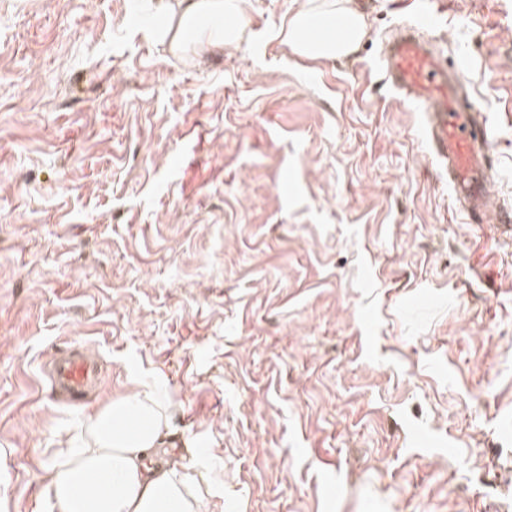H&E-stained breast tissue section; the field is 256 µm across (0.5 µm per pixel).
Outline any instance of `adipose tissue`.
<instances>
[{
  "mask_svg": "<svg viewBox=\"0 0 512 512\" xmlns=\"http://www.w3.org/2000/svg\"><path fill=\"white\" fill-rule=\"evenodd\" d=\"M178 26L199 53L240 44L246 33L224 17L237 0H177ZM351 0H309L277 36L312 60L354 55L367 35ZM173 394L166 382L143 380L82 422L59 450L46 489L55 512H203L197 493L207 483L195 459L171 465L163 455L175 430Z\"/></svg>",
  "mask_w": 512,
  "mask_h": 512,
  "instance_id": "adipose-tissue-1",
  "label": "adipose tissue"
}]
</instances>
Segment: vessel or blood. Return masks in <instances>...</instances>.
I'll list each match as a JSON object with an SVG mask.
<instances>
[{"mask_svg": "<svg viewBox=\"0 0 512 512\" xmlns=\"http://www.w3.org/2000/svg\"><path fill=\"white\" fill-rule=\"evenodd\" d=\"M393 91L414 102L424 115L423 138L448 175L458 200L468 205L474 223L486 216L492 178L489 132L479 112L461 98L456 75L419 28L400 27L374 63ZM104 363L89 347L72 343L56 348L44 368L52 393L76 405L101 384Z\"/></svg>", "mask_w": 512, "mask_h": 512, "instance_id": "vessel-or-blood-1", "label": "vessel or blood"}]
</instances>
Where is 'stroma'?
Segmentation results:
<instances>
[{"mask_svg": "<svg viewBox=\"0 0 512 512\" xmlns=\"http://www.w3.org/2000/svg\"><path fill=\"white\" fill-rule=\"evenodd\" d=\"M193 54L157 0H0V512L134 377L213 471L204 512H512V232L472 223L371 68L417 0H351L355 56ZM512 210V0H427ZM66 341L105 364L70 406ZM43 374L52 393L78 405L101 384L104 363L89 347L72 343L56 348Z\"/></svg>", "mask_w": 512, "mask_h": 512, "instance_id": "35a3bbf8", "label": "stroma"}]
</instances>
